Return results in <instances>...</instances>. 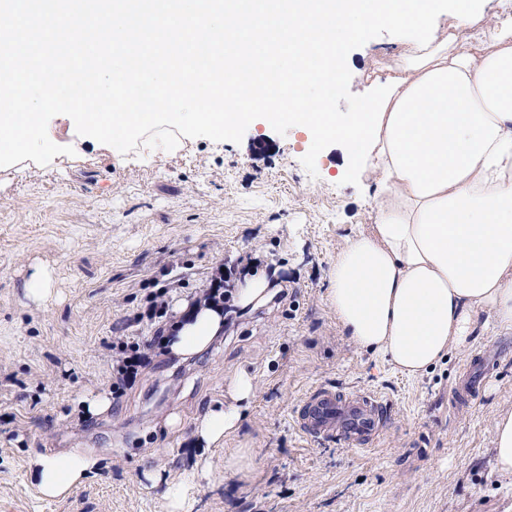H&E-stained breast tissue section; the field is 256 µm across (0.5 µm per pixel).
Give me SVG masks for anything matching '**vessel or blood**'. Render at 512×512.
Here are the masks:
<instances>
[{
	"mask_svg": "<svg viewBox=\"0 0 512 512\" xmlns=\"http://www.w3.org/2000/svg\"><path fill=\"white\" fill-rule=\"evenodd\" d=\"M387 412V401L374 393L341 395L332 388L318 387L301 400L296 424L306 437L333 438L357 448L374 445L381 439Z\"/></svg>",
	"mask_w": 512,
	"mask_h": 512,
	"instance_id": "obj_1",
	"label": "vessel or blood"
}]
</instances>
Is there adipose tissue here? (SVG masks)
Masks as SVG:
<instances>
[{
	"label": "adipose tissue",
	"mask_w": 512,
	"mask_h": 512,
	"mask_svg": "<svg viewBox=\"0 0 512 512\" xmlns=\"http://www.w3.org/2000/svg\"><path fill=\"white\" fill-rule=\"evenodd\" d=\"M468 36L408 43L391 74L403 81L385 111L367 170L376 218L331 265L327 303L359 348L401 373L425 374L477 329L512 332V0ZM265 269L237 285L241 311L279 292ZM224 334V314L183 303L165 332L168 354L202 353ZM252 377L239 373L223 402L197 420L205 447L236 432ZM74 451L37 454L39 491L66 498L95 466Z\"/></svg>",
	"instance_id": "ef3b65f1"
}]
</instances>
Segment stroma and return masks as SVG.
I'll return each instance as SVG.
<instances>
[{
    "label": "stroma",
    "instance_id": "1",
    "mask_svg": "<svg viewBox=\"0 0 512 512\" xmlns=\"http://www.w3.org/2000/svg\"><path fill=\"white\" fill-rule=\"evenodd\" d=\"M381 35L350 52V90L385 80ZM50 139L74 155L0 168V512H169L168 484L190 473L198 416L247 372L255 391L236 434L206 450L190 512H512V479L494 469L492 426L512 411V333L484 332L432 371L410 378L358 349L326 303L331 263L346 237L373 222V183H343L349 159L325 148L316 175L301 163L312 140L253 121L240 143L180 138L173 151L128 154L90 142L63 116ZM280 271L288 297L235 317L205 353L150 365L110 410L77 403L112 389V343L150 340L139 320L161 284L175 304L199 295L217 268L243 261ZM53 274L49 296L28 297L34 267ZM490 358L469 402L454 389L472 358ZM319 386L369 390L393 404L377 446L314 441L296 426ZM246 471L224 468L238 449ZM78 450L99 460L62 500L30 477L36 452ZM162 472L151 484L147 476Z\"/></svg>",
    "mask_w": 512,
    "mask_h": 512
}]
</instances>
